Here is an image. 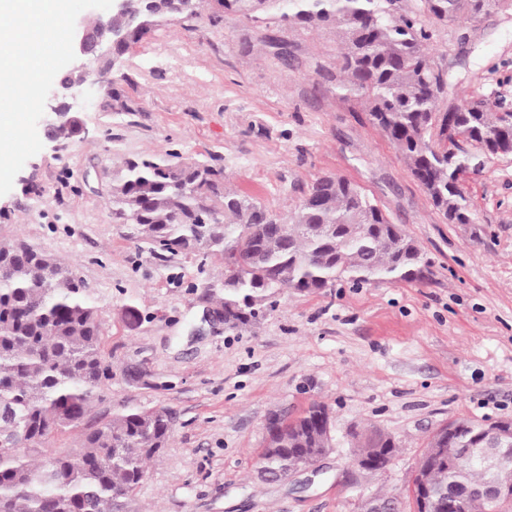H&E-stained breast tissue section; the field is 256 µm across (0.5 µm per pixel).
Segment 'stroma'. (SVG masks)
I'll list each match as a JSON object with an SVG mask.
<instances>
[{"label":"stroma","mask_w":512,"mask_h":512,"mask_svg":"<svg viewBox=\"0 0 512 512\" xmlns=\"http://www.w3.org/2000/svg\"><path fill=\"white\" fill-rule=\"evenodd\" d=\"M421 21L448 82L440 110L474 100L512 110V0L475 21ZM341 52L335 29L233 14L154 28L79 99L83 131L43 138L0 196V239L69 264L100 310L112 384L83 427L133 408L172 413L128 512H360L374 494L412 512L417 460L437 428L512 421V155L475 151L459 176L471 221L448 223L365 100L337 95ZM175 152L222 167L227 188L282 214L317 177L345 176L416 240L429 274L284 288L251 328L203 323L223 261L156 255L106 203L124 161ZM313 401L334 421L320 472L259 481L268 414ZM373 430L393 438L392 463L349 470Z\"/></svg>","instance_id":"35a3bbf8"}]
</instances>
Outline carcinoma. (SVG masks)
Returning a JSON list of instances; mask_svg holds the SVG:
<instances>
[{
  "label": "carcinoma",
  "mask_w": 512,
  "mask_h": 512,
  "mask_svg": "<svg viewBox=\"0 0 512 512\" xmlns=\"http://www.w3.org/2000/svg\"><path fill=\"white\" fill-rule=\"evenodd\" d=\"M202 0H164L157 10L141 0L139 22L112 16L125 33L113 48L120 60L152 29L199 15ZM214 14L229 13L265 25L308 24L336 29L343 51L336 91L364 99L372 123L396 147L433 205L451 224L471 223L457 173L470 157L460 136L479 148L497 136L512 145V122L478 103L439 112L446 82L426 52L430 33L421 13L446 22L477 20L500 0H208ZM453 121L455 136L446 134ZM438 143H432L433 137ZM112 216L157 254L199 250L224 260V279L209 285L215 307L230 329L264 319L282 288L316 293L348 280L356 283L421 281L429 273L415 240L347 178L325 175L282 215L249 195L224 188V169L148 155L124 163L110 192ZM112 380L101 346L99 309L86 298L70 265L25 242L0 241V442L25 420L29 447L0 446V512H122L147 477V461L164 448L171 416L158 409H129L84 434L76 453H51L34 465L51 437L78 427ZM327 406L311 402L296 415L279 417L267 433L258 464L288 475L329 438L317 417ZM448 450L481 448L490 460L502 448L494 438L476 443L483 424L451 423ZM385 449L373 472L386 468L393 440L373 431L354 456ZM57 479L39 480L49 460ZM512 482V462L490 472L482 461L461 460L454 469L435 463L420 471L435 512L452 485L470 490L462 512H491L485 487L492 478Z\"/></svg>",
  "instance_id": "1"
}]
</instances>
